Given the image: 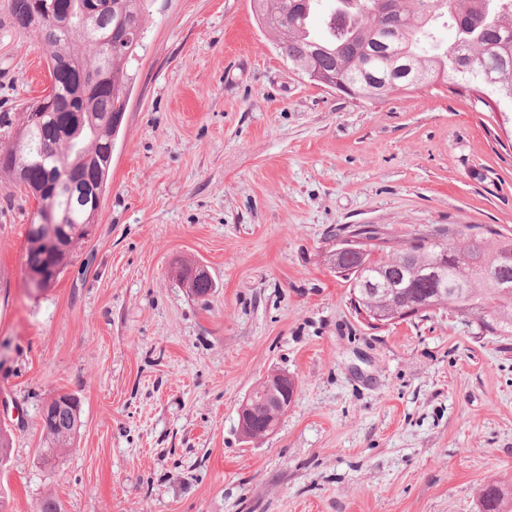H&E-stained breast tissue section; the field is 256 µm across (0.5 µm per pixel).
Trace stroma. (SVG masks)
<instances>
[{"label":"stroma","instance_id":"obj_1","mask_svg":"<svg viewBox=\"0 0 512 512\" xmlns=\"http://www.w3.org/2000/svg\"><path fill=\"white\" fill-rule=\"evenodd\" d=\"M0 0V112L50 85ZM101 209L70 265L26 288L36 201L0 183V466L10 512H480L512 489V335L432 310L374 330L331 267L362 225L395 246L448 225L512 235V109L435 84L354 99L310 81L250 0H150ZM215 282L200 299L180 263ZM297 383L269 437L237 409ZM82 427L43 466L41 408ZM297 390L296 379L287 372L268 374L241 402L239 427L247 439L272 435L291 406ZM258 394V397L255 395ZM508 492L500 483H487L480 491L481 512H503Z\"/></svg>","mask_w":512,"mask_h":512}]
</instances>
